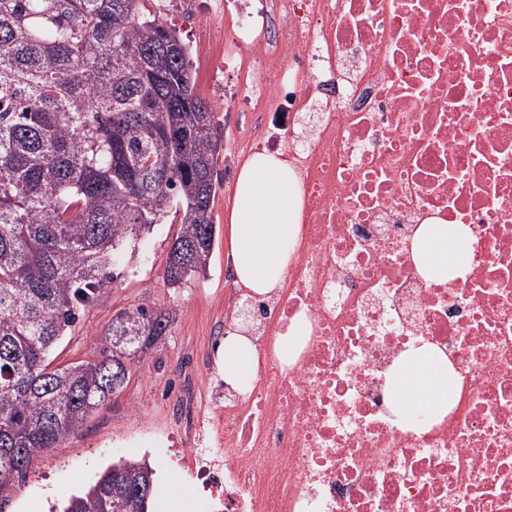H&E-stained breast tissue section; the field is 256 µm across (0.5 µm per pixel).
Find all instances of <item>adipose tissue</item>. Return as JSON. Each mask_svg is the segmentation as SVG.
Segmentation results:
<instances>
[{
    "mask_svg": "<svg viewBox=\"0 0 512 512\" xmlns=\"http://www.w3.org/2000/svg\"><path fill=\"white\" fill-rule=\"evenodd\" d=\"M302 210L296 174L280 155L263 151L241 167L228 227L229 258L239 287L265 295L280 286L289 251L299 238ZM414 250L421 273L433 280L463 276L470 266L468 231L461 224L421 225ZM221 354L225 385L241 394L251 392L259 362L251 339L229 326ZM393 386L398 408L417 407L439 419L458 394L457 377L447 358L426 348L406 356Z\"/></svg>",
    "mask_w": 512,
    "mask_h": 512,
    "instance_id": "obj_1",
    "label": "adipose tissue"
}]
</instances>
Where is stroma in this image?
Segmentation results:
<instances>
[{
	"mask_svg": "<svg viewBox=\"0 0 512 512\" xmlns=\"http://www.w3.org/2000/svg\"><path fill=\"white\" fill-rule=\"evenodd\" d=\"M230 212L223 196H216L213 216L218 234L206 276L184 288L167 287L165 260L179 226L168 221L155 225L145 245L125 258L95 307L50 350L49 359L57 367L94 361L100 357L109 322L120 310L143 303L173 315L168 336L136 358L123 391L94 412L62 447L34 457L25 477L0 501V512H50L52 505L87 490L112 463L131 458L148 461L154 468L160 492L173 504L172 512H210L185 460L169 449H141L137 443L156 435L174 436L167 398L178 380L203 388L223 376V363L198 372L187 368L184 360L210 346L214 332L224 327L215 308L224 301V276L230 267L223 234Z\"/></svg>",
	"mask_w": 512,
	"mask_h": 512,
	"instance_id": "stroma-1",
	"label": "stroma"
}]
</instances>
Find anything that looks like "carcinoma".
I'll use <instances>...</instances> for the list:
<instances>
[{
  "label": "carcinoma",
  "instance_id": "carcinoma-1",
  "mask_svg": "<svg viewBox=\"0 0 512 512\" xmlns=\"http://www.w3.org/2000/svg\"><path fill=\"white\" fill-rule=\"evenodd\" d=\"M147 0H0V501L122 391L171 314L119 311L102 359L46 354L114 276L178 215L164 281L206 274L224 125L196 92L179 30ZM156 472L119 461L63 512H149Z\"/></svg>",
  "mask_w": 512,
  "mask_h": 512
}]
</instances>
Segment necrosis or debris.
Returning <instances> with one entry per match:
<instances>
[{
    "label": "necrosis or debris",
    "instance_id": "1",
    "mask_svg": "<svg viewBox=\"0 0 512 512\" xmlns=\"http://www.w3.org/2000/svg\"><path fill=\"white\" fill-rule=\"evenodd\" d=\"M193 15L201 85L244 116L231 165L283 152L303 198L280 288L242 305L263 354L249 394L204 411L188 448L213 512H512V0H158ZM235 16L231 28L218 15ZM465 225L468 272L427 280L412 239ZM295 363L275 343L297 314ZM439 349L460 383L442 420L393 413V371Z\"/></svg>",
    "mask_w": 512,
    "mask_h": 512
}]
</instances>
